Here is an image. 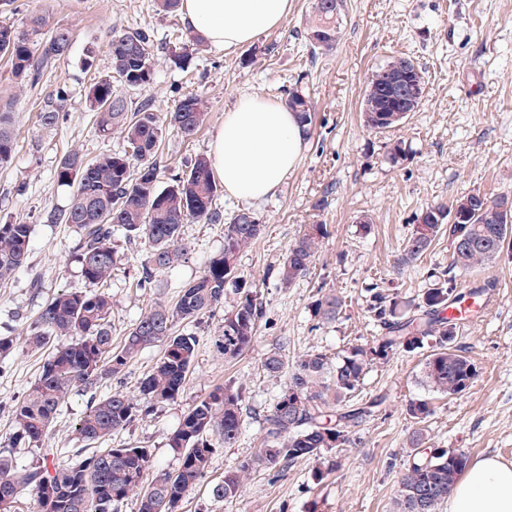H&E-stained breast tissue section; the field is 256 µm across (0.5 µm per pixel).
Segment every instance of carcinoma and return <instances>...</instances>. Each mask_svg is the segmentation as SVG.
I'll return each instance as SVG.
<instances>
[{
  "instance_id": "cac0c4a2",
  "label": "carcinoma",
  "mask_w": 512,
  "mask_h": 512,
  "mask_svg": "<svg viewBox=\"0 0 512 512\" xmlns=\"http://www.w3.org/2000/svg\"><path fill=\"white\" fill-rule=\"evenodd\" d=\"M336 0H313L307 34L321 36L310 43L314 51L336 45L340 32ZM70 29L54 23L43 11H32L16 26L0 22V56L8 59L18 87H35L42 76L55 68L71 50ZM154 31L136 28L117 33L109 43L111 74L93 79L86 94L89 111L95 113L98 133L107 137L117 131L123 148L86 160L77 152L65 155L55 170L57 185L68 189V202L44 212L48 224H68L78 234L72 255L85 283L83 289H63L43 308L31 328L29 345L41 348L50 340L59 344L42 366L13 410L17 431L15 442L30 448L44 445L51 424L65 398L76 388L89 390L103 379L123 372L138 353L156 342L164 352L139 385V396L115 390L97 399L90 397L78 423L80 436L95 443L126 429L156 404L172 401L182 391L196 355L197 338L179 333L180 320L213 314L224 305L228 285L238 298L224 311L222 334L215 340L224 358L247 351L255 338L263 305L256 285L238 271L240 253L262 234L264 225L249 210H240L224 225V248L206 264L203 272L183 286L172 308L158 306L144 314L128 332L122 345L113 344L109 316L112 297L101 286L112 276L117 252L112 231L119 227L128 239L145 246L138 285L150 288L158 274L174 268L185 256L181 228L189 222L219 224L223 216L216 206L218 184L210 159L197 155L185 169L161 185L156 154L163 127L171 125L183 137L196 135L209 115L207 102L197 94L181 97L175 109L160 113L148 101L136 111L117 89L145 87L153 82ZM403 58H396L371 73L363 106L366 128L378 133L398 126L400 94L397 78ZM47 101L39 113V125L51 132L64 122L60 102ZM288 105L300 122L310 126L312 104L301 91L288 98ZM16 150L11 112L0 111V166L9 164ZM481 192L473 191L451 204L435 203L422 210L403 242L400 263L409 265L428 251L443 230L448 239L460 235L464 242L451 247L448 269L436 274L432 287L421 301H400L381 289L374 295L371 310L382 333L372 343L356 346L333 363L321 353L306 354L288 367L279 348L263 359V371L271 377L288 374V381L276 396L264 418L262 448L257 454L224 472L212 493L226 502L238 501L245 492L251 472L273 469L285 461L318 459L325 450H343L352 443V433L381 404L374 400L360 406L349 401L363 383L366 370L384 363L400 352H412L432 341L424 359L421 382L428 390L452 397L466 393L478 377L476 363L464 348L448 338V327L459 330L462 308L477 291L461 288V279L495 261L512 248V221L478 202ZM466 212L460 224L448 223L452 208ZM327 235L324 224H306L301 235L288 246L276 275L288 288L304 276L319 253ZM31 225L8 219L0 221V283L14 277L27 264ZM342 300L322 297L315 313L326 321L336 318ZM242 388L226 383L190 406L168 445L182 451L176 472L152 471L147 449L102 448L90 456L51 466H20L11 455L0 452V504L14 500L27 488L36 491L38 512H116L130 496L139 498L138 512H177L181 499L204 478L218 437L231 448L243 431ZM406 412L417 425L410 438L412 461L399 479L393 512H440L441 505L466 470L468 456L450 448H432L420 453L425 429L420 427L433 413L428 401L412 400Z\"/></svg>"
}]
</instances>
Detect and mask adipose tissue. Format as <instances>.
I'll use <instances>...</instances> for the list:
<instances>
[{"label":"adipose tissue","mask_w":512,"mask_h":512,"mask_svg":"<svg viewBox=\"0 0 512 512\" xmlns=\"http://www.w3.org/2000/svg\"><path fill=\"white\" fill-rule=\"evenodd\" d=\"M292 0H182L181 14L210 46L230 52L281 25ZM305 130L281 99L247 94L224 113L209 147L224 190L251 203L275 195L297 166ZM448 512H512V465L472 462L448 496Z\"/></svg>","instance_id":"adipose-tissue-1"}]
</instances>
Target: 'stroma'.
Segmentation results:
<instances>
[{
	"label": "stroma",
	"instance_id": "1",
	"mask_svg": "<svg viewBox=\"0 0 512 512\" xmlns=\"http://www.w3.org/2000/svg\"><path fill=\"white\" fill-rule=\"evenodd\" d=\"M311 0H294L281 26L233 52L204 46L189 70L177 68L168 51L156 52L154 79L127 91L133 103L150 101L171 111L193 93L209 106V118L194 137L166 130L158 157L162 177L187 159L209 151L225 110L246 94L288 99L299 90L313 102L312 124L297 167L277 194L252 205L261 220V237L242 252L238 268L252 281L264 314L250 349L228 360L214 338L220 316L204 315L177 326L198 338L194 363L177 399L155 405L125 430L105 440L108 448L148 449L155 467L180 466L168 438L184 412L216 386L233 381L244 390V428L237 445L216 446L206 477L182 500L179 512H391L401 474L410 463L408 439L414 424L409 401L427 400L433 410L425 424L432 448L463 450L469 459L487 455L512 464V252L470 273V289L489 287L494 306L464 322L457 337L477 363L479 376L469 391L455 397L433 393L421 381L427 349L403 352L373 364L356 392L354 404L377 397L385 403L354 432L355 444L325 453L323 461H296L284 470L253 473L241 499L225 503L212 494L225 470L252 458L261 446L263 418L284 381L269 377L261 362L273 348L286 361L309 353L338 360L350 348L372 343L381 330L370 306L373 288L400 300L419 299L430 272L448 267L449 242L437 239L416 263L397 266L402 244L427 205L449 202L472 191H512V0H344L342 33L335 48L311 53L305 38ZM32 10H43L69 28L68 59L46 73L33 89L18 88L0 58V108L14 115L17 149L0 168V217L31 225L30 255L8 283L0 286V337L14 350L0 359V447L11 446L21 465L41 460L44 449L13 442L15 404L38 378L47 350L28 348L26 338L44 303L60 290L84 282L71 254L78 236L66 224L42 223L39 215L63 204L55 169L71 152L92 159L119 150V133L103 138L85 102L87 85L110 69L108 44L113 32L148 27L162 36L184 28L180 13L164 15L154 0H14L0 4V21L21 24ZM91 68H84L85 56ZM398 57L422 70L425 96L404 124L381 133L363 125L361 101L369 74ZM66 87L67 118L56 130L41 131L40 102ZM405 155L390 161L395 144ZM368 216L370 230L358 217ZM323 224L328 235L307 274L293 287L279 286L275 269L304 225ZM187 258L160 276L153 288L137 285L143 245L115 231L118 265L106 288L112 296V339L127 332L150 309L174 305L184 283L199 276L224 247L220 224L189 223L181 230ZM343 301L335 320L314 314L323 296ZM163 353L145 348L118 379H106L92 391L74 389L63 402L44 448L58 461L74 460L85 442L76 431L90 397L120 389L137 394L142 377ZM323 479H315V470Z\"/></svg>",
	"mask_w": 512,
	"mask_h": 512
}]
</instances>
